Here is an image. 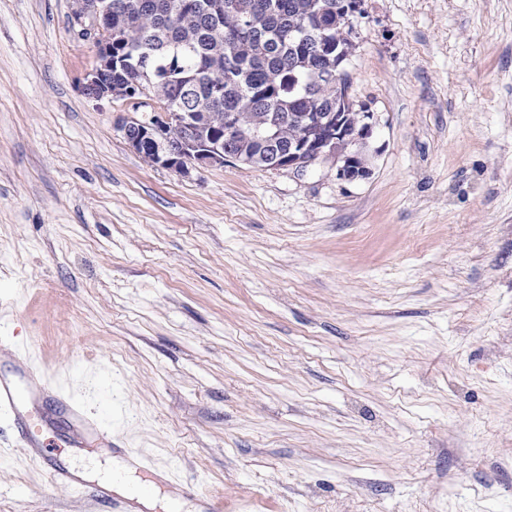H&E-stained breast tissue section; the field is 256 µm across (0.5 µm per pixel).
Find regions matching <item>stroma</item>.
Instances as JSON below:
<instances>
[{
    "label": "stroma",
    "instance_id": "stroma-1",
    "mask_svg": "<svg viewBox=\"0 0 512 512\" xmlns=\"http://www.w3.org/2000/svg\"><path fill=\"white\" fill-rule=\"evenodd\" d=\"M362 10L348 182L149 163L71 0H0V349L112 407L0 416V512H113L51 472L132 455L182 512H512V0ZM28 369L29 388L46 396H55L62 405L66 407L73 419L72 430L70 433L71 442H79L88 431L93 432L96 438L111 446L112 432L107 429L105 422L112 413L111 405H106L99 417V420H88L85 417L83 407L65 395L50 379L47 373L40 367L25 363Z\"/></svg>",
    "mask_w": 512,
    "mask_h": 512
}]
</instances>
